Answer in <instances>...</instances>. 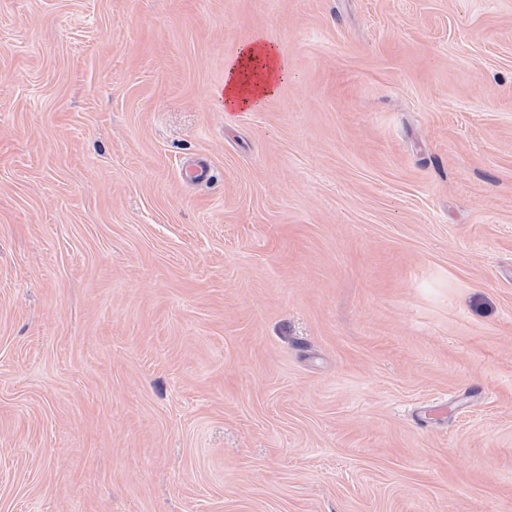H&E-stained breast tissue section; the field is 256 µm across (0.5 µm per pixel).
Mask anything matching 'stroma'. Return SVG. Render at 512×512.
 Returning a JSON list of instances; mask_svg holds the SVG:
<instances>
[{
  "label": "stroma",
  "mask_w": 512,
  "mask_h": 512,
  "mask_svg": "<svg viewBox=\"0 0 512 512\" xmlns=\"http://www.w3.org/2000/svg\"><path fill=\"white\" fill-rule=\"evenodd\" d=\"M0 512H512V0H0ZM287 74L288 64L272 42L259 37L245 43L225 67V112L257 109L276 92Z\"/></svg>",
  "instance_id": "1"
}]
</instances>
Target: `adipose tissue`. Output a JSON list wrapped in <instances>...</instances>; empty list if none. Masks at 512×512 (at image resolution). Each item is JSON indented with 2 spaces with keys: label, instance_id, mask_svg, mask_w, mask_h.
<instances>
[{
  "label": "adipose tissue",
  "instance_id": "ef3b65f1",
  "mask_svg": "<svg viewBox=\"0 0 512 512\" xmlns=\"http://www.w3.org/2000/svg\"><path fill=\"white\" fill-rule=\"evenodd\" d=\"M288 74V64L272 42L256 38L245 43L225 67L224 109H257L272 96Z\"/></svg>",
  "mask_w": 512,
  "mask_h": 512
}]
</instances>
